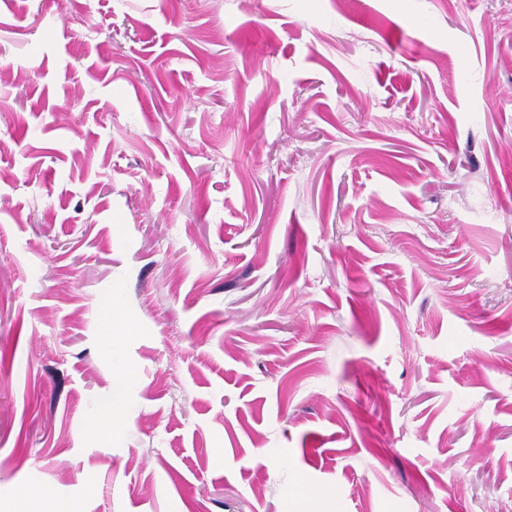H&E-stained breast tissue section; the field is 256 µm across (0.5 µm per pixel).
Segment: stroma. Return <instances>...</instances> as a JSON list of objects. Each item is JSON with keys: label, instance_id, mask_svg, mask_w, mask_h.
<instances>
[{"label": "stroma", "instance_id": "stroma-1", "mask_svg": "<svg viewBox=\"0 0 512 512\" xmlns=\"http://www.w3.org/2000/svg\"><path fill=\"white\" fill-rule=\"evenodd\" d=\"M510 156L512 0H0V512H512Z\"/></svg>", "mask_w": 512, "mask_h": 512}]
</instances>
